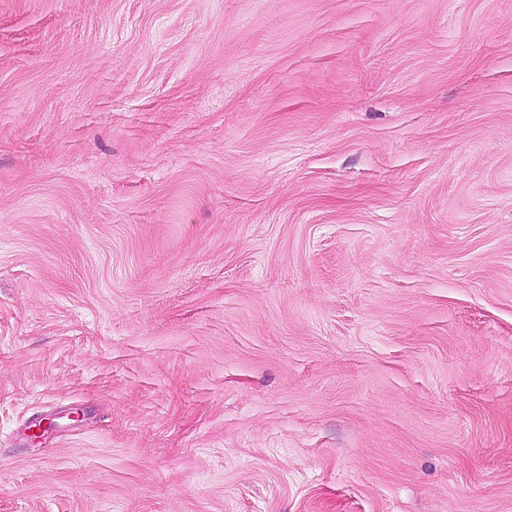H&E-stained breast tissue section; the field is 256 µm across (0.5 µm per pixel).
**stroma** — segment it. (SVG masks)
Here are the masks:
<instances>
[{
	"instance_id": "stroma-1",
	"label": "stroma",
	"mask_w": 512,
	"mask_h": 512,
	"mask_svg": "<svg viewBox=\"0 0 512 512\" xmlns=\"http://www.w3.org/2000/svg\"><path fill=\"white\" fill-rule=\"evenodd\" d=\"M0 512H512V0H0Z\"/></svg>"
}]
</instances>
